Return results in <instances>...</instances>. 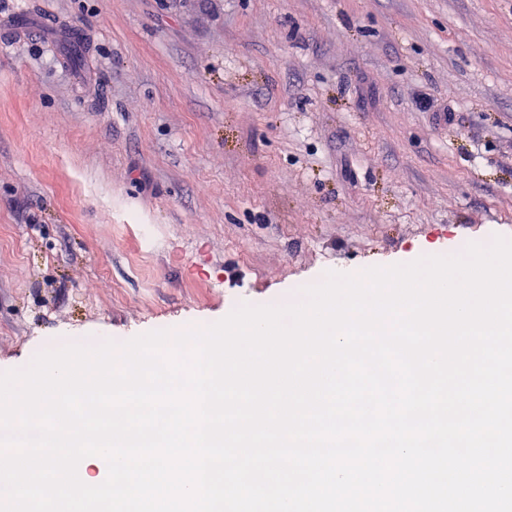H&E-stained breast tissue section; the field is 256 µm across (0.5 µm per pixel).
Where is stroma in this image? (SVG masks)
Instances as JSON below:
<instances>
[{
  "label": "stroma",
  "mask_w": 512,
  "mask_h": 512,
  "mask_svg": "<svg viewBox=\"0 0 512 512\" xmlns=\"http://www.w3.org/2000/svg\"><path fill=\"white\" fill-rule=\"evenodd\" d=\"M497 236L512 0H0V372Z\"/></svg>",
  "instance_id": "stroma-1"
}]
</instances>
